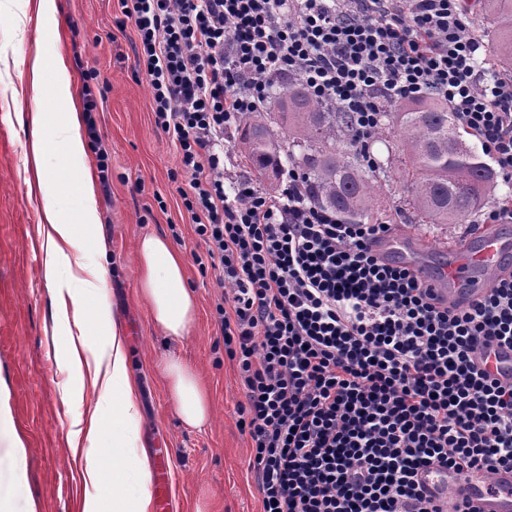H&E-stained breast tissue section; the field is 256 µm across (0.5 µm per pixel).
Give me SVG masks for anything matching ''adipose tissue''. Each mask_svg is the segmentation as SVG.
Wrapping results in <instances>:
<instances>
[{
    "label": "adipose tissue",
    "mask_w": 512,
    "mask_h": 512,
    "mask_svg": "<svg viewBox=\"0 0 512 512\" xmlns=\"http://www.w3.org/2000/svg\"><path fill=\"white\" fill-rule=\"evenodd\" d=\"M29 71L34 99L41 109L31 115L28 171L41 193L38 229L51 255L46 278L57 305L56 319L66 329L67 359L62 368L71 374L87 372L97 396L90 407L83 398H69L66 411L69 436L86 438L90 447L83 512H153L151 462L146 452L137 449L141 437L139 383L129 366L125 335L118 321H109L106 344L100 347L88 331L89 322L105 313L107 272L86 261L89 244L98 239V226L95 174L84 162L81 91L62 56L50 59L35 51ZM58 101L63 109L56 116L44 112V105ZM52 131L62 138L70 158L82 164L78 177L66 184L59 183L46 166L48 134ZM64 191L78 198L80 222L66 218L60 200ZM136 250L137 296L153 325L170 340L188 336L197 320L198 299L185 283L182 252L170 239L154 233L141 235ZM153 367L165 382L173 414L186 427H208L214 407L197 370L174 350L156 359ZM107 415L112 418V451L108 454L99 448L104 437L102 421ZM107 480L112 483L108 502L99 492Z\"/></svg>",
    "instance_id": "1"
}]
</instances>
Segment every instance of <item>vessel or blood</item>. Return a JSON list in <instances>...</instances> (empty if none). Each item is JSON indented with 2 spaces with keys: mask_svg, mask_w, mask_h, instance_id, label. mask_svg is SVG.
<instances>
[{
  "mask_svg": "<svg viewBox=\"0 0 512 512\" xmlns=\"http://www.w3.org/2000/svg\"><path fill=\"white\" fill-rule=\"evenodd\" d=\"M398 265L419 271L423 284L443 303L465 307L484 296L501 277L512 272V231L477 233L468 243L448 246L443 265L431 270L427 253L405 235H392L377 245ZM475 360L492 378L512 382V347L476 349ZM416 481L427 499L442 506L461 505L469 512H512V471L500 468L460 473L438 465L422 468Z\"/></svg>",
  "mask_w": 512,
  "mask_h": 512,
  "instance_id": "vessel-or-blood-1",
  "label": "vessel or blood"
}]
</instances>
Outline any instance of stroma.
<instances>
[{"label":"stroma","instance_id":"1","mask_svg":"<svg viewBox=\"0 0 512 512\" xmlns=\"http://www.w3.org/2000/svg\"><path fill=\"white\" fill-rule=\"evenodd\" d=\"M63 25L29 12L15 19V0H0V59L10 64L0 81V411L10 418L0 428V483L23 476L27 494L13 512H81L86 443L71 445L63 397H91L88 379L67 377L56 361L65 352L63 330L53 318L45 276L48 254L37 234L39 200L24 182L27 135L5 113L35 111L27 61L35 49L62 54L69 73L98 74L97 132L111 157L110 185L96 189V213L106 252L90 249V264L107 262L110 312L128 332L130 354L141 385V443L150 460L170 461L163 512H261L252 469V450L241 433L238 406L244 393L234 362L224 349L215 304L221 294L214 273H203L192 252L196 236L178 185L169 174L177 156L154 123L151 91L136 74L132 25H121L117 0H55ZM482 223L405 224L439 262L442 247L460 244ZM153 232L175 238L185 254L187 283L199 300L195 329L177 344L184 359L205 378L214 406L211 425L186 428L170 409L163 379L149 363L168 345L153 326L135 292L136 241Z\"/></svg>","mask_w":512,"mask_h":512}]
</instances>
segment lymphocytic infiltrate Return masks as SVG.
Returning <instances> with one entry per match:
<instances>
[{
  "instance_id": "f902f5d3",
  "label": "lymphocytic infiltrate",
  "mask_w": 512,
  "mask_h": 512,
  "mask_svg": "<svg viewBox=\"0 0 512 512\" xmlns=\"http://www.w3.org/2000/svg\"><path fill=\"white\" fill-rule=\"evenodd\" d=\"M154 121L185 178L195 260L245 401L262 512H461L416 472L512 469V383L476 364L512 345V276L451 311L381 259L387 224H350L301 170L278 193L224 169V141L282 77L370 146L399 102L433 94L512 180V73L489 72L465 0H119Z\"/></svg>"
}]
</instances>
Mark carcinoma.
<instances>
[{
  "label": "carcinoma",
  "instance_id": "carcinoma-1",
  "mask_svg": "<svg viewBox=\"0 0 512 512\" xmlns=\"http://www.w3.org/2000/svg\"><path fill=\"white\" fill-rule=\"evenodd\" d=\"M480 18L493 25L497 57L511 65L512 0H478L471 21ZM277 106L280 139L262 113L242 119L243 153L251 172L264 181L277 176L283 162L291 163L306 175L314 201L350 224L390 223L391 210L376 202L380 178L401 187L404 203L421 224H463L489 201L494 174L468 143L446 101L426 95L386 114L398 130L397 148L404 157L399 168L388 159L363 166V149L349 135L346 116L323 111L301 83H287Z\"/></svg>",
  "mask_w": 512,
  "mask_h": 512
}]
</instances>
